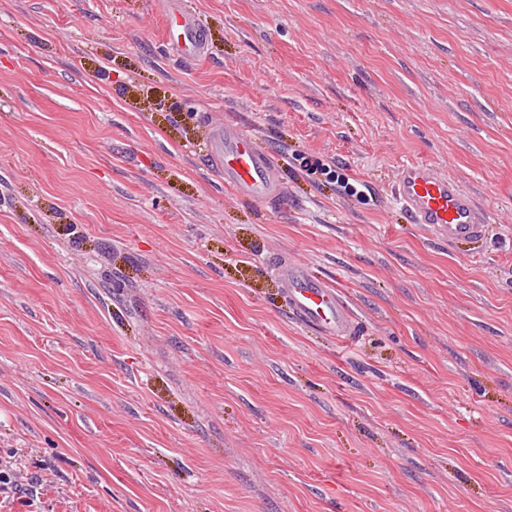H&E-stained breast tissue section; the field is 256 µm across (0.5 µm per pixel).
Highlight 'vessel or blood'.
Returning a JSON list of instances; mask_svg holds the SVG:
<instances>
[{
  "instance_id": "obj_1",
  "label": "vessel or blood",
  "mask_w": 512,
  "mask_h": 512,
  "mask_svg": "<svg viewBox=\"0 0 512 512\" xmlns=\"http://www.w3.org/2000/svg\"><path fill=\"white\" fill-rule=\"evenodd\" d=\"M161 11L168 43L184 56L202 57L206 45L195 21L180 11L176 0H163ZM203 150L235 195L258 203L283 195L275 157L257 149L252 136L238 124L213 127ZM394 197L407 223L428 225L448 242L476 240L486 233L485 214L474 200L430 166L404 165ZM273 271L296 319L330 336L351 334L353 317L334 282L311 266L284 260L275 261Z\"/></svg>"
}]
</instances>
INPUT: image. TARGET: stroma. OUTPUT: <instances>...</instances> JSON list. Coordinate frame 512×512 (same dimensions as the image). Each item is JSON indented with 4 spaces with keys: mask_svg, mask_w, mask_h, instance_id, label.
Masks as SVG:
<instances>
[{
    "mask_svg": "<svg viewBox=\"0 0 512 512\" xmlns=\"http://www.w3.org/2000/svg\"><path fill=\"white\" fill-rule=\"evenodd\" d=\"M0 0V454L36 512H512V0ZM232 121L284 196L200 150ZM353 179L347 195L297 160ZM489 224L403 222L402 165ZM278 255L341 289L289 314ZM177 0H164L161 12L164 16V36L182 55L200 58L205 54L206 45L195 21L179 9ZM273 271L296 319L330 336L351 335L353 317L334 282L312 266L286 260L275 261Z\"/></svg>",
    "mask_w": 512,
    "mask_h": 512,
    "instance_id": "stroma-1",
    "label": "stroma"
}]
</instances>
